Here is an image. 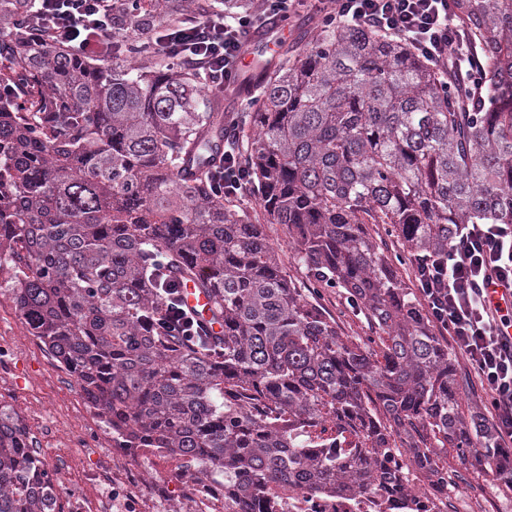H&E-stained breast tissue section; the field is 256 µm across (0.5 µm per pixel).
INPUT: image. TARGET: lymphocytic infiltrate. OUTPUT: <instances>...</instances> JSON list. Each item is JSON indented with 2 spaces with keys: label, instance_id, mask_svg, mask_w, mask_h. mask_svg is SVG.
Returning a JSON list of instances; mask_svg holds the SVG:
<instances>
[{
  "label": "lymphocytic infiltrate",
  "instance_id": "f902f5d3",
  "mask_svg": "<svg viewBox=\"0 0 512 512\" xmlns=\"http://www.w3.org/2000/svg\"><path fill=\"white\" fill-rule=\"evenodd\" d=\"M36 22L51 43L86 54H100V37L112 31L118 0H38ZM257 11L223 16H186L173 29H162L156 45L173 61L200 57L212 73L210 87L229 86L245 63L242 41L274 20L292 17L309 6L321 18L350 22L395 35L434 67L440 79L451 78L481 90V66L459 19L455 0H259ZM420 299L429 318L444 328L464 356L481 388L490 396L493 446L512 450V312L492 309L488 289L512 288V224H460L437 258L412 265Z\"/></svg>",
  "mask_w": 512,
  "mask_h": 512
}]
</instances>
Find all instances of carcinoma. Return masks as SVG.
Listing matches in <instances>:
<instances>
[{
	"label": "carcinoma",
	"mask_w": 512,
	"mask_h": 512,
	"mask_svg": "<svg viewBox=\"0 0 512 512\" xmlns=\"http://www.w3.org/2000/svg\"><path fill=\"white\" fill-rule=\"evenodd\" d=\"M258 6L124 0L112 55L94 62L28 23L35 0H0V88H14L0 94V264L18 317L110 429L223 476L226 510L276 512L282 482L403 499L400 446L441 489L439 448L499 473L455 353L367 225H390L413 261L447 250L456 224H512V0H461L487 54L476 108L404 42L351 24L300 31L242 80L234 110L155 46L188 13ZM231 135L260 219L212 192ZM268 224L309 287L344 289L378 338L338 333ZM178 276L223 335L166 327ZM29 439L1 408L0 512H63Z\"/></svg>",
	"instance_id": "1"
}]
</instances>
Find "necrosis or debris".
<instances>
[{"label": "necrosis or debris", "instance_id": "4bbe7bcc", "mask_svg": "<svg viewBox=\"0 0 512 512\" xmlns=\"http://www.w3.org/2000/svg\"><path fill=\"white\" fill-rule=\"evenodd\" d=\"M30 336L0 334V404L21 407V420L28 428L38 453L70 446L81 449L83 459L74 471L72 490L65 497L66 512H224V482L203 479L193 471L182 473L187 497L182 502H146L140 492L142 480L155 469L150 448H127L108 431L83 393L61 394L51 387V375L31 383L27 392L16 394L14 374L19 352L33 344ZM139 459L141 468L124 472L123 458ZM280 512H419L428 498L412 492L401 502L378 493H327L310 495L291 486L275 490Z\"/></svg>", "mask_w": 512, "mask_h": 512}]
</instances>
